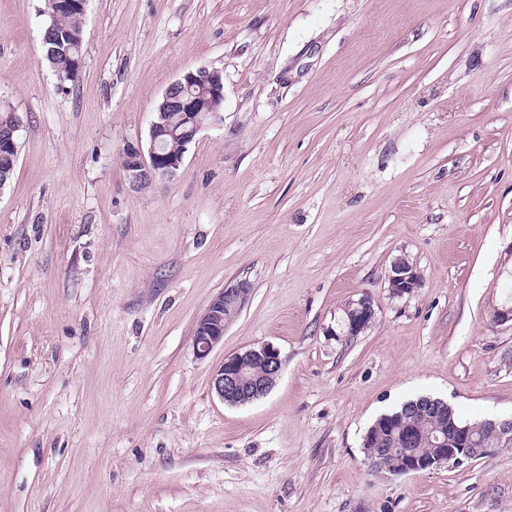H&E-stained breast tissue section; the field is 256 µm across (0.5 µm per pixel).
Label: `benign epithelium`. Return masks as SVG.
<instances>
[{
	"instance_id": "1",
	"label": "benign epithelium",
	"mask_w": 512,
	"mask_h": 512,
	"mask_svg": "<svg viewBox=\"0 0 512 512\" xmlns=\"http://www.w3.org/2000/svg\"><path fill=\"white\" fill-rule=\"evenodd\" d=\"M53 16L71 12L84 14L86 0H48ZM224 80L220 72L200 67L190 70L174 80L165 90L156 106L149 129L147 146L139 143L127 145L120 161L123 169L137 189H146L156 183L174 178L181 170L188 147L209 123L223 120ZM169 112L183 113L182 124L172 126L166 119ZM178 140L177 153L166 150L168 140ZM420 277L404 257L395 259L388 274V288L395 296L409 294L419 284ZM251 290L247 281H237L224 289L211 301L196 322L192 347L194 354L206 358L224 342V310L241 309ZM375 317L373 303L368 297L351 301L344 308L342 332L357 336ZM259 364L264 372L255 374L252 367ZM282 369L277 348L264 344L258 348L235 352L224 358L212 375V390L225 404L237 406L266 395L276 384ZM397 428L396 447L410 448L415 441V427L411 422ZM491 432L496 446L512 447V417L488 418L478 423L448 418V428L435 436L434 450L428 456H410L393 466L386 456L379 455L369 462L378 473L407 475L437 468L445 463H460L478 458L488 452L475 447L476 433Z\"/></svg>"
}]
</instances>
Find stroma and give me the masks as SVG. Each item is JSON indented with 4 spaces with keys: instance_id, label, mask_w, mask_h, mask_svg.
Wrapping results in <instances>:
<instances>
[{
    "instance_id": "35a3bbf8",
    "label": "stroma",
    "mask_w": 512,
    "mask_h": 512,
    "mask_svg": "<svg viewBox=\"0 0 512 512\" xmlns=\"http://www.w3.org/2000/svg\"><path fill=\"white\" fill-rule=\"evenodd\" d=\"M44 8L0 0V512H512V447L402 476L363 448L420 396L512 415V0H87L64 84ZM200 67L222 122L134 188L123 148ZM364 296L374 320L341 336ZM263 344L273 389L222 403L215 368ZM14 120H18V116H14L12 111L8 109L6 106L0 108V179L1 182H4V185L10 182L14 170L16 167V163H11V161L2 156L1 148L4 151H9L17 158L18 156V143L17 138L14 139V134L19 129V124L13 125V127L8 131L11 127ZM8 131L6 137H3L1 133ZM2 140V143H1ZM0 182V188L3 187V184ZM420 277L406 258L395 259L388 274V288L393 295L409 294L417 288ZM251 290L247 281H236L224 289L211 301L196 322L192 347L197 358H206L217 346L224 342V310L237 309L240 312Z\"/></svg>"
}]
</instances>
